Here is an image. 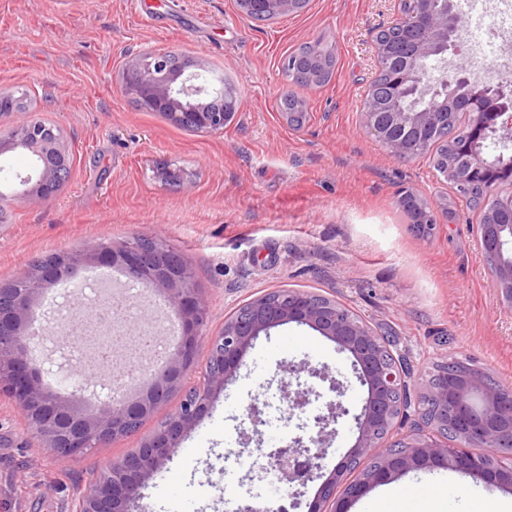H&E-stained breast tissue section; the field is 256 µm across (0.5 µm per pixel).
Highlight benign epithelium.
<instances>
[{
	"instance_id": "obj_1",
	"label": "benign epithelium",
	"mask_w": 512,
	"mask_h": 512,
	"mask_svg": "<svg viewBox=\"0 0 512 512\" xmlns=\"http://www.w3.org/2000/svg\"><path fill=\"white\" fill-rule=\"evenodd\" d=\"M240 13L251 19L274 13L294 11L297 0H236ZM414 25L416 38L404 57L400 85L404 91L421 96L444 94L443 112L423 109L415 112L391 111V100L371 86L367 105L360 113L362 126L379 139L396 158L408 160L428 144L429 133L447 124L446 110L469 117L477 137V148H467L453 132L445 136L448 168L444 176L459 193L485 181L501 166L512 165V155H489L487 142L512 139V82L497 84L475 77L457 63H448L456 55L463 27L454 10L453 0H399V12L393 25ZM171 52L162 49L143 51L128 62L134 73L123 79L121 90L132 98L149 101L166 113L173 124L185 123L197 132L222 133L234 117L232 112H212L194 101L216 94L224 88L212 86L203 67L170 74ZM436 57L443 61L440 76L419 70L417 61ZM497 101L493 112L486 110L483 99ZM9 145L31 153L35 167L25 176H17L18 187L0 200L21 201L68 180L70 157L60 129L41 121H14L0 125V146ZM468 153V166L456 168L455 158ZM496 209L508 216L504 224H478L477 240L485 257L493 260V286L500 304L512 309V194L497 200ZM80 267L118 265L129 282L140 284L147 293L162 299L180 321L177 346L166 359L151 367L146 380L132 393L112 396V380L80 378L73 365L58 350H49L41 367L33 366L31 349L41 336L34 328L31 311L40 305L46 289L59 283L63 266L44 261L26 291L9 295L7 285H0V395L6 394L20 410L28 428L42 447L64 456H80L136 431L146 416L165 406L170 398L181 399L180 408L136 451L113 463L96 475L71 499L68 512H132L143 498V490L154 474L177 453L181 438L193 430L212 408L217 393L236 377L248 352L257 340L270 331L295 324L305 326L333 342L351 359L360 386L366 390L360 412L354 415L357 438L349 451L328 474L319 460L337 433L334 425L349 410L339 401L343 385L325 368H308V375L329 382L338 400L326 405V412L315 418L316 431L299 436L271 456L281 459L305 454L310 460L302 488L322 480L309 512H349L350 504L373 488L390 483L415 470H452L467 474L485 488H512V468H504L500 457L512 453V387L493 385L486 375L474 368L443 370L440 379L430 383L417 404L403 400L409 387L404 368L384 345L379 334L358 314L334 299L304 292L286 291V296L270 293L257 297L224 319V329L211 337L208 359L214 369L195 383L189 378L209 320V306L202 288L180 255L157 238L150 245L140 242H99L79 253ZM51 374L71 383L78 397L64 398L50 391L44 376ZM311 389L294 392L283 389L282 398L289 410H305ZM265 402L256 396L248 407V421L253 432L263 423ZM428 412L431 428L444 430L453 437L447 446L431 434L418 433L402 439V448L382 455L373 453L390 434L394 421L409 410ZM479 448L476 454L472 449ZM363 465L361 476L346 477L353 466ZM345 485L336 496L339 485Z\"/></svg>"
}]
</instances>
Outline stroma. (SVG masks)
Instances as JSON below:
<instances>
[{"label": "stroma", "instance_id": "35a3bbf8", "mask_svg": "<svg viewBox=\"0 0 512 512\" xmlns=\"http://www.w3.org/2000/svg\"><path fill=\"white\" fill-rule=\"evenodd\" d=\"M0 0V95H27L23 119L60 127L71 173L50 199L0 206V282L33 257L99 241L162 237L193 270L210 306L205 336L251 299L280 289L324 295L381 331L418 397L435 365L461 359L512 385V310L502 307L476 243L477 211L429 156L400 160L360 125L378 72L377 33L398 0H310L299 14L259 24L235 0ZM333 50L329 82L295 88L284 60L305 43ZM160 48L233 80L239 108L223 133L184 130L135 109L122 75L136 54ZM311 115L288 126V91ZM414 193L438 216L417 227L401 207ZM328 367L346 386L348 416L326 448L332 470L355 442L365 390L347 354L297 326L272 330L246 355L213 407L149 482L142 512H239L268 490L252 459L279 430L251 431V397L278 402L284 367ZM179 407L171 398L135 433L77 457L40 448L8 396L0 397V512H65L77 487L139 447ZM415 482L447 491V512L511 500L461 473L414 471L377 487L350 512H373L386 489Z\"/></svg>", "mask_w": 512, "mask_h": 512}]
</instances>
